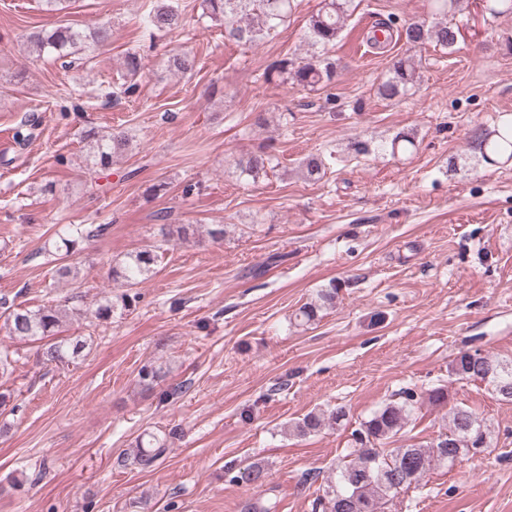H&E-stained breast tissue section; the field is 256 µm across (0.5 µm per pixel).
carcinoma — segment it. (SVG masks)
I'll use <instances>...</instances> for the list:
<instances>
[{"label":"carcinoma","instance_id":"carcinoma-1","mask_svg":"<svg viewBox=\"0 0 512 512\" xmlns=\"http://www.w3.org/2000/svg\"><path fill=\"white\" fill-rule=\"evenodd\" d=\"M295 0H202L201 18H207L224 28V39L235 43L259 45L288 20ZM354 0H321L318 10L310 16L308 23L309 43L321 51L313 52L304 61L297 62L283 57L272 62L266 71L268 83L278 78L283 82L302 86L311 91L325 89L336 78V60L327 55V47L336 43L345 21L352 11ZM484 22L493 24L503 15H512V0H486L482 5ZM187 18L184 9L173 0H148L140 16V27L148 34L149 44H139L127 51L123 66L128 75L134 77L145 67L148 53L155 47L159 33L170 34L185 28ZM388 37H398L408 48H417L433 43L442 48H452L458 41L459 27L446 21L406 22L398 30L382 25ZM110 38L107 24L85 32L70 26L57 27L50 31L33 32L27 36L38 55H49L70 65L72 54L89 43L101 46ZM197 66L196 57L189 52L179 51L169 56L168 67L182 75L191 74ZM417 81L415 62L410 56L393 58L389 74L377 86V95L385 100L402 98ZM136 93V84H123L114 90L110 87L100 90L98 97L110 102L121 96ZM471 144L487 163L512 161V118L494 125L492 129L476 128L472 131ZM88 141L87 161L94 168L106 170L112 166L115 154L124 151L130 139L126 132L101 135L90 130L85 133ZM414 146L410 133L399 132L390 146L377 148L355 140L350 143L351 151L357 156L390 150L395 155L405 153ZM274 156L268 152L252 153L237 162L240 174L255 178L266 171ZM304 176L309 180H320L325 175V163L321 156L311 154L300 162ZM106 224L79 226L71 230L72 237L60 238L55 245L61 253L55 269L60 278L73 274V267L67 258L73 253L78 240L104 234ZM161 241L171 236L187 241L194 235L192 225H181L172 230L170 225L159 228ZM161 245H148L121 259L110 262L112 280L120 281L127 287L137 286L154 273ZM338 288L330 284L317 292V300L301 306L295 318L309 324L319 318V313L335 304ZM67 316V309L56 305L43 306L36 310L20 306L5 305L0 312L7 335L21 340H44L55 336ZM83 348L82 341L60 340L47 342L42 350L46 362L65 364ZM448 376L457 380L480 382L489 386L497 397L512 402V395L503 394V389H512V358L503 359L483 354L478 350H463L448 363ZM417 399L411 390H405L396 399H391L377 409L369 418L360 422L351 432V450L346 460L336 466L333 477L322 488L317 505L322 512H384V506L400 492L418 487L434 467L452 468L457 461L468 455H477L492 447V433L489 426L471 410L454 406L448 412L446 432L426 443L407 444L388 448L386 444L397 436L405 435V429L412 421ZM347 421L344 407L311 411L291 424V431L298 437H307L326 427H343ZM167 437L150 435L148 442L138 440L134 455L135 462L142 468H150L167 451ZM264 467L250 463L234 472L231 481L237 484H257L264 478Z\"/></svg>","mask_w":512,"mask_h":512}]
</instances>
